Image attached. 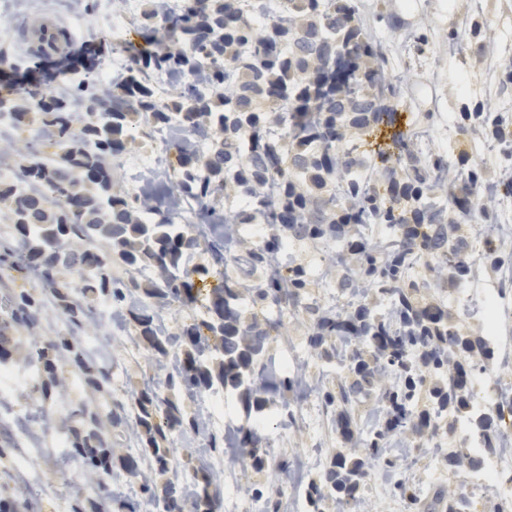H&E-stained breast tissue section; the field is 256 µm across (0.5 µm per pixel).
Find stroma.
I'll use <instances>...</instances> for the list:
<instances>
[{
  "label": "stroma",
  "mask_w": 512,
  "mask_h": 512,
  "mask_svg": "<svg viewBox=\"0 0 512 512\" xmlns=\"http://www.w3.org/2000/svg\"><path fill=\"white\" fill-rule=\"evenodd\" d=\"M362 22L378 40L387 58L388 77L397 87L395 103L399 118L395 129L429 127L433 137L431 151L458 157L468 153L484 172L487 183L495 185L503 170H512V146L498 143L485 151L479 136L461 135L453 115L464 107L491 104L492 115L502 117L512 128V81L498 67L502 58H512V0H357ZM398 16L397 25H389L390 16ZM475 28L478 38L459 43L456 54H449L452 31ZM142 45L136 17L127 14L125 0H112V18L104 20L92 14L82 37L74 38L67 55L72 73L78 74L88 61L104 66L109 57H121L123 43ZM112 53H104V46ZM392 129V130H395ZM392 130L384 128L366 137L364 147L371 150L388 143ZM166 150L169 163H176L177 150L162 145L148 128L135 132L122 153L112 158V189L133 191L135 156ZM479 224H460L457 234L468 244V253L476 275L464 293L449 290L442 279L426 264L415 266L412 275L430 281L426 300L447 306L462 333H480L485 329L480 312L485 303L484 288L497 284L504 290L499 323L504 339L512 341V274L493 268L484 261L485 242L478 238ZM311 318L302 310L281 318L279 333L273 336L264 356L268 370L280 364L300 368L304 377L318 387L317 392L284 391L275 396L266 420L257 425L263 450L269 460L264 471H254L240 450L226 444L225 438L236 428L253 425L242 409L236 392L226 390L223 415H215L212 405L219 397L210 392L179 394L178 401L196 415L202 433L186 441H175V461L185 486L196 481L199 458H206L211 469L222 475L219 512H306V490L319 479L330 460L343 450L336 434L335 412L324 405L323 394L350 382L347 354L341 342L323 351L308 344ZM67 326L54 302H46L36 326L0 325V343L9 356L6 367L22 371L35 346L45 339L62 335ZM80 349L95 364L112 369V391L103 394L87 386L75 375L68 378L65 395L41 401L39 392L19 386L15 400L41 407L54 414L53 430L40 434L45 450L66 439L71 425L70 408L100 413L99 434L112 453V471L106 478L108 489L99 492L89 479L90 471L75 452H68L62 464L43 470L40 458H28L13 450L0 454V506L6 512H126L129 504L145 498L139 477L122 466L126 457H138L143 470H150L151 457L142 455L141 444L131 430L130 397L133 391L148 389L165 392V373L159 372L152 352L136 341L133 323L123 319L119 308L99 321L86 324ZM288 412L287 425L276 416ZM219 447H212V440ZM448 451L445 436L405 432L391 436L387 454L399 459L401 468L373 469L366 478L362 499L377 504L380 512H406L403 502L393 494V485L402 479V467L416 474L415 485L423 500H430L435 490H454L443 456ZM261 495H254V488Z\"/></svg>",
  "instance_id": "obj_1"
}]
</instances>
